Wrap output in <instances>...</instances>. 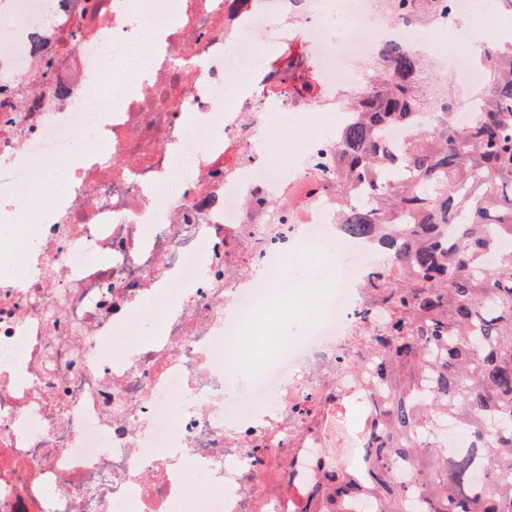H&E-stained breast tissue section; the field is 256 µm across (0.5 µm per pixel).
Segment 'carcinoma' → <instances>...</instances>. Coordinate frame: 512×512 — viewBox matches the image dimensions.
<instances>
[{
    "mask_svg": "<svg viewBox=\"0 0 512 512\" xmlns=\"http://www.w3.org/2000/svg\"><path fill=\"white\" fill-rule=\"evenodd\" d=\"M386 65L356 100L324 173L336 198L376 191L349 209L350 231L393 229L389 273H376L395 334L374 376L392 393L346 469H328L304 512H347L381 494L384 512H512V46L483 51L487 106L463 126L434 112L399 151L394 177L379 143L418 101L427 60L390 42ZM454 421L465 450L450 458L433 436Z\"/></svg>",
    "mask_w": 512,
    "mask_h": 512,
    "instance_id": "cac0c4a2",
    "label": "carcinoma"
}]
</instances>
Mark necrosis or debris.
<instances>
[{
	"label": "necrosis or debris",
	"instance_id": "necrosis-or-debris-1",
	"mask_svg": "<svg viewBox=\"0 0 512 512\" xmlns=\"http://www.w3.org/2000/svg\"><path fill=\"white\" fill-rule=\"evenodd\" d=\"M396 3L12 0L0 202L55 207L0 225V512H302L351 459L389 393L357 371L388 231L349 232L325 130L386 41L447 43L434 94L464 121L486 84L471 0ZM320 246L315 298L292 261Z\"/></svg>",
	"mask_w": 512,
	"mask_h": 512
}]
</instances>
